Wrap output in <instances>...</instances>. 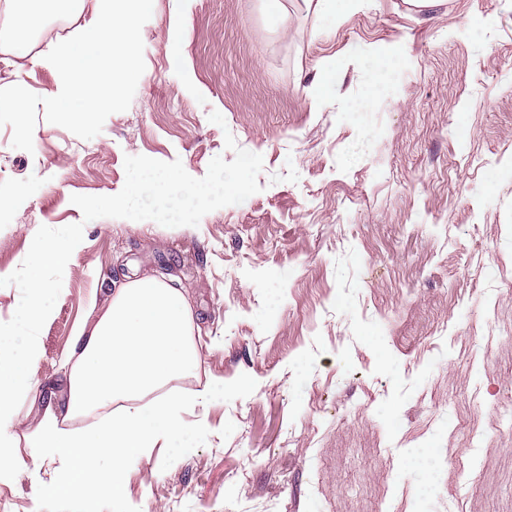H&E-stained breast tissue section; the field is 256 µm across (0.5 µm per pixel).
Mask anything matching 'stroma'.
I'll return each mask as SVG.
<instances>
[{"mask_svg":"<svg viewBox=\"0 0 512 512\" xmlns=\"http://www.w3.org/2000/svg\"><path fill=\"white\" fill-rule=\"evenodd\" d=\"M279 2L283 25L267 0H155L132 103L99 135L41 115L29 153L0 127V187L28 186L0 209V324L12 272L66 224L85 246L40 331V390L91 304L144 272L180 280L199 365L176 388L248 385L213 401L189 451L134 465L144 512H512V0H372L333 28ZM81 22L44 23L0 60V88L50 97L36 58ZM401 35L406 61L354 59L311 111L324 59ZM145 168L183 182L135 197L159 215L135 228L112 199ZM218 179L248 207L201 202ZM0 512L123 509L37 498L22 476Z\"/></svg>","mask_w":512,"mask_h":512,"instance_id":"35a3bbf8","label":"stroma"}]
</instances>
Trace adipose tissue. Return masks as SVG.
Returning a JSON list of instances; mask_svg holds the SVG:
<instances>
[{
	"mask_svg": "<svg viewBox=\"0 0 512 512\" xmlns=\"http://www.w3.org/2000/svg\"><path fill=\"white\" fill-rule=\"evenodd\" d=\"M9 51L26 54L46 15L80 11L81 0H10ZM84 247L82 225L42 239L38 258L17 286L21 297L7 338L0 340V482L29 475L34 494L92 493L125 501L133 465L155 449L186 450V436L207 422L188 415L207 408L224 381L209 379L190 394L170 390L197 367L190 303L176 282L145 274L118 288L90 324H79L59 361L60 391L42 401V416L28 439L30 455L57 467L50 480L29 473L14 454L13 429L24 403L35 397L42 358L37 329L54 316L51 299L64 291L62 272ZM93 422L73 428L79 415Z\"/></svg>",
	"mask_w": 512,
	"mask_h": 512,
	"instance_id": "adipose-tissue-1",
	"label": "adipose tissue"
}]
</instances>
